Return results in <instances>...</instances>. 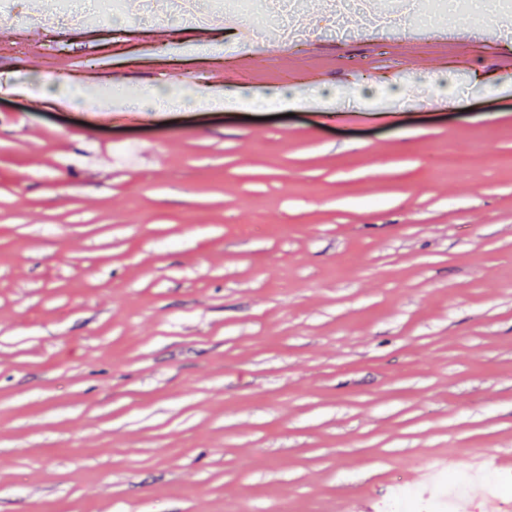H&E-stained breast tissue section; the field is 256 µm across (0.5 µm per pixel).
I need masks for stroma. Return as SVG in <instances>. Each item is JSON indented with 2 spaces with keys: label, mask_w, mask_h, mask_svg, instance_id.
Masks as SVG:
<instances>
[{
  "label": "stroma",
  "mask_w": 512,
  "mask_h": 512,
  "mask_svg": "<svg viewBox=\"0 0 512 512\" xmlns=\"http://www.w3.org/2000/svg\"><path fill=\"white\" fill-rule=\"evenodd\" d=\"M423 0L415 28L285 53L166 56L163 19L0 27V79L90 75L94 102L0 94V512H381L430 457L512 448V0ZM452 109H134L196 77L312 79ZM484 162L451 171L447 152Z\"/></svg>",
  "instance_id": "1"
}]
</instances>
